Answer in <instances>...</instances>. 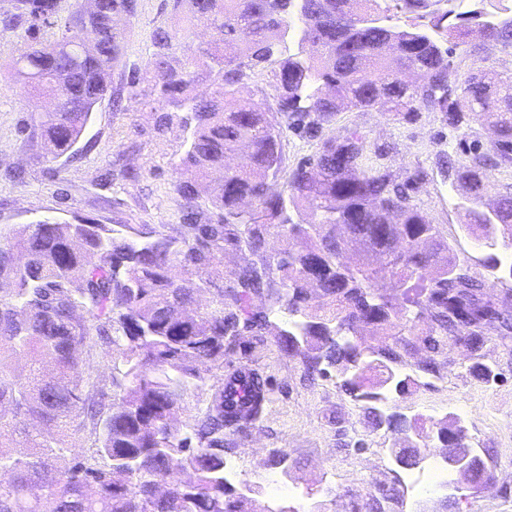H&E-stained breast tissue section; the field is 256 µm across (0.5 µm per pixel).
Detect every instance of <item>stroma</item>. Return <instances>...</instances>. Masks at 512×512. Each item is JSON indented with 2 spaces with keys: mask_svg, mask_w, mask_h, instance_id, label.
Listing matches in <instances>:
<instances>
[{
  "mask_svg": "<svg viewBox=\"0 0 512 512\" xmlns=\"http://www.w3.org/2000/svg\"><path fill=\"white\" fill-rule=\"evenodd\" d=\"M173 23L169 0H138L136 16L120 21L122 57L109 82L122 106L113 108L106 100L96 107L80 140L83 152L72 161L40 159L23 132L30 96L0 70V225L48 217L68 224H130L143 231L186 234L181 199L172 190L181 139L158 132L156 113L131 98L127 85L132 71L145 69L155 29ZM470 126L471 134L463 136L438 113L396 122L385 112L351 110L337 113L322 138L339 139L357 128L366 135L368 151L388 147L387 162L397 176L423 171L416 203L467 261L471 274L487 280L488 249L463 233L458 208L463 190L448 175L449 162L468 161L490 148L488 128L475 120ZM243 342L244 351L225 361V371L244 365L259 369L270 393L259 421L246 432L224 436L236 489L251 488L253 498L273 512L283 507L353 512L384 491L389 494L384 512H512V363L500 349H485L502 368L497 382L487 384L471 374L466 351L452 346L438 376L393 395L388 404L389 411L409 417L458 415L494 475L492 484L475 490L452 473L442 486L423 485L424 471L396 464L391 453L396 435L373 427L363 408L339 389L335 374L306 381L299 360L282 355L273 336L260 342L247 336ZM278 450L288 454L287 469L268 463ZM272 476L286 485V493L268 489Z\"/></svg>",
  "mask_w": 512,
  "mask_h": 512,
  "instance_id": "1",
  "label": "stroma"
}]
</instances>
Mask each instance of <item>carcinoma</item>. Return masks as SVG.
Masks as SVG:
<instances>
[{
  "mask_svg": "<svg viewBox=\"0 0 512 512\" xmlns=\"http://www.w3.org/2000/svg\"><path fill=\"white\" fill-rule=\"evenodd\" d=\"M92 2L0 0V28L31 38L11 62L14 77L32 97L57 101L52 111L31 108V138L48 162L72 152L107 97L122 53L117 21L137 13L138 0ZM394 2L410 22L392 23L388 0H172L179 23L211 31L192 50L179 29L158 28L146 70L158 129L175 124L183 135L173 190L188 234L48 218L0 227V410L9 411L0 415V512H261L224 477V431L243 433L261 418L268 382L246 367L226 374L224 360L241 336L272 330L305 377L335 368L375 427L416 435L399 443L402 454L467 447L452 413L432 422L431 443L422 418L384 407L439 374L451 345L470 348L472 374L497 380L484 348L512 358V289L498 309L483 303L494 284L456 275L468 263L412 200L420 174L399 179L383 150L355 162L366 143L358 130L323 140L280 182L285 129L316 139L338 112L383 110L397 120L440 113L461 130L473 112L493 135L492 155L448 173L465 190L462 230L482 241L497 233L485 265L493 279H512V263L495 253L512 248V193L483 209L491 170L512 166V74L461 76L448 60L454 48L512 49V15ZM294 10L303 27L291 52ZM258 69L273 76L272 112L242 96ZM202 76L208 96L195 93ZM245 197L264 223L239 209ZM275 233L288 247L269 255ZM228 248L255 260L226 274ZM274 282L273 303L289 315L279 330L253 307ZM367 328L377 343L362 342ZM18 353L30 357L25 374L12 368ZM102 354L120 375L86 370ZM200 394L203 406L191 401ZM181 414L194 417L186 433ZM76 433L88 451L55 467Z\"/></svg>",
  "mask_w": 512,
  "mask_h": 512,
  "instance_id": "carcinoma-1",
  "label": "carcinoma"
}]
</instances>
